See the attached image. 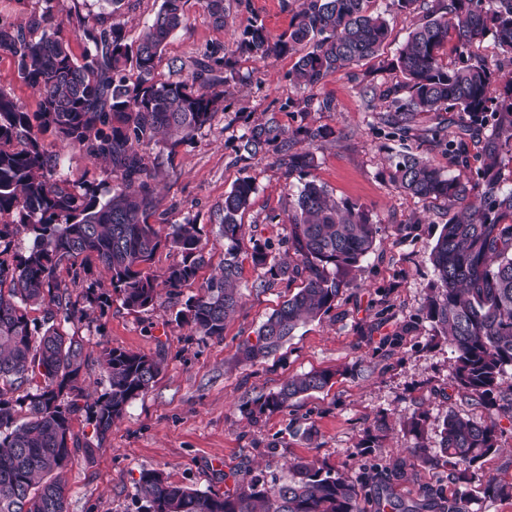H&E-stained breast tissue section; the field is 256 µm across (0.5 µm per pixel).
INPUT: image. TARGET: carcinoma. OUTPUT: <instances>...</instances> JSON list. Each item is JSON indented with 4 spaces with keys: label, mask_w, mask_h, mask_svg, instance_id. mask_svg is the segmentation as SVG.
<instances>
[{
    "label": "carcinoma",
    "mask_w": 512,
    "mask_h": 512,
    "mask_svg": "<svg viewBox=\"0 0 512 512\" xmlns=\"http://www.w3.org/2000/svg\"><path fill=\"white\" fill-rule=\"evenodd\" d=\"M288 31L274 36L254 20L242 32L239 48L265 61L297 55L293 82L313 90L336 72L378 56L387 38L384 13L368 8L371 0H295ZM390 0L413 17L412 29L390 69L402 80L381 99L388 111L379 117L385 139L417 137L448 159L436 165L404 146L388 169L389 179L405 194L424 202L441 201L456 210L441 226L430 253L434 280L423 305L433 336L451 349L458 393L467 403L492 401L512 422V385L503 375L512 367V187L504 189L502 160L512 159V0ZM25 26L0 22V54L10 56L20 78L40 96L39 109L27 112L0 89V215L13 214L34 236L33 247L14 265L0 261V512H67L65 471L78 448L71 422L84 411L103 442L128 405L145 395L162 372L164 358L120 348L106 349L103 362L108 387L93 402L80 382L86 358L82 340L61 325L80 323L87 313L72 299L56 271L73 270V283L90 272L95 260L110 273L112 291L134 312L152 311L162 294L180 295L206 263L197 224H152L159 208L153 174L143 150L177 143L212 125L224 111L229 61L215 48L194 63L189 81L157 77L156 66L168 40L186 25V0H163L137 41L123 29L82 27L84 48L76 58L61 27L53 23L52 0ZM505 54L495 63L473 47L487 37ZM454 40L457 64L443 61ZM137 71L128 84L124 72ZM467 116L464 122L444 117ZM432 113L437 123L416 128L417 117ZM51 134L95 162H106L107 180L119 181L105 201L93 190L70 188L56 177L59 160L46 153L41 137ZM327 137L317 127L299 126L287 134L274 120L241 136L236 160L245 161L284 140L305 141L308 149L288 154L286 176L308 175L313 149ZM255 193L249 176L239 178L218 205L219 234L224 238V266L200 286L176 318L200 336L224 337L227 319L242 305L239 288L245 238L242 215ZM285 243L289 259L280 258L271 241H252L246 253L263 270L257 287L272 288L299 280L303 287L288 297L260 326L255 340L241 348V361L254 364L274 353L302 324L336 306L353 287L361 263L374 253L377 225L362 206L338 201L312 178L298 190L288 214ZM174 255L165 271H151L156 253ZM9 283V288L2 285ZM41 306L43 323L30 321L27 309ZM41 378L36 392L19 405L27 420H16L3 387L19 388ZM334 373L295 374L268 394L245 401L252 421L285 412L298 401L325 390ZM413 436L407 449L413 465L448 469V478L467 482L490 455L500 450V420L477 422L454 409L439 432V452L425 441L424 419L402 420ZM386 425L380 420L364 432L358 448L378 458ZM380 465L353 477L315 461L292 463V477L266 487L252 477L219 495L172 483L156 469L140 473L136 491L140 512H361L359 500L374 484ZM489 499L512 500V484L487 480ZM434 493L405 501L383 488L375 512H432Z\"/></svg>",
    "instance_id": "obj_1"
}]
</instances>
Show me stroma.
Segmentation results:
<instances>
[{"instance_id":"35a3bbf8","label":"stroma","mask_w":512,"mask_h":512,"mask_svg":"<svg viewBox=\"0 0 512 512\" xmlns=\"http://www.w3.org/2000/svg\"><path fill=\"white\" fill-rule=\"evenodd\" d=\"M161 0H124L120 11L102 13L98 0H54V20L67 33L74 55H81L79 23L123 26L136 40L151 23ZM227 17L216 26L203 0H188L187 23L169 41L157 72L160 79H190L193 62L213 47H223L232 63L224 87V110L211 127L187 141L147 149L145 159L157 176L161 203L154 223L179 224L192 219L205 247L206 265L194 282L181 290V299L198 292L221 267L224 240L215 211L224 194L243 176L256 191L243 217L247 234L284 240L283 227L302 186L299 177H286L280 153H261L237 161L240 138L248 128L276 120L282 129L300 126L330 130L315 151V176L334 197L363 206L378 227L375 252L362 264L357 287L346 290L334 309L307 322L274 356L254 365L239 363V348L254 339L260 325L289 291L261 288L260 275L244 262L240 280L243 305L230 318L223 338L197 335L176 321L169 302L149 312H133L118 296L93 307L91 319L76 325L89 356L81 381L90 395L105 388L103 348H122L148 355L163 351L165 368L153 388L131 402L105 441H97L85 414L72 420L81 445L67 469V512H138L136 484L142 469L162 470L169 481L200 491L224 494L243 477L256 476L267 485L284 482L289 465L303 458L332 469L358 474L369 459L356 449L364 428L386 419L392 430L379 452L385 472L394 474V494L404 500L427 488L443 496L467 495L474 512H512V500L483 497L488 478L512 483V428L500 438L501 450L485 459L466 484L448 479L447 470L419 467L400 470L404 450L413 443L399 425L402 417H425L430 449L449 409L484 421L495 407L461 402L454 378L451 350L433 337L422 308L434 279L429 261L442 224L449 218L440 201L426 203L402 193L390 182L387 159L398 142L376 133V111L365 95L380 93L399 80L389 69L407 39L411 20L387 11V0H376L389 23L378 58L361 62L328 77L317 88L318 98L331 99L330 110L318 109L308 93L292 81L295 56L259 61L238 51L240 34L251 20L265 24L273 35L287 31L294 0H226ZM44 148L58 155V176L67 185L87 187L108 198L113 183L102 182L100 169L82 151L46 138ZM279 223H270V216ZM328 369L335 376L324 391L301 400L283 413L250 422L243 401L276 389L288 376Z\"/></svg>"}]
</instances>
